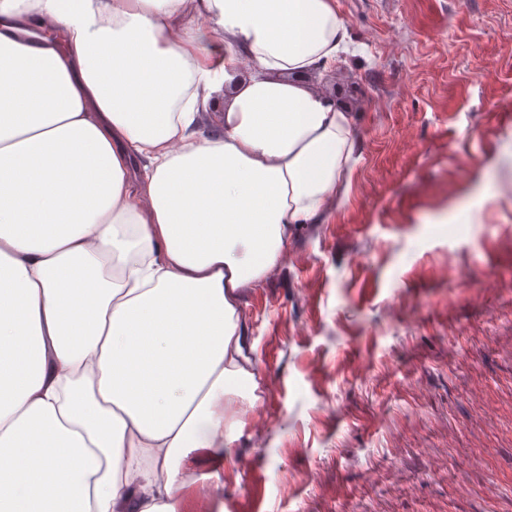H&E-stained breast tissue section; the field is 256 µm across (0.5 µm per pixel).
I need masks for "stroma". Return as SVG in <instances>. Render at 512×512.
<instances>
[{"instance_id":"obj_1","label":"stroma","mask_w":512,"mask_h":512,"mask_svg":"<svg viewBox=\"0 0 512 512\" xmlns=\"http://www.w3.org/2000/svg\"><path fill=\"white\" fill-rule=\"evenodd\" d=\"M338 11L349 189L243 289L260 400L178 512H512V0Z\"/></svg>"}]
</instances>
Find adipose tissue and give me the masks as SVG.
I'll use <instances>...</instances> for the list:
<instances>
[{"label": "adipose tissue", "mask_w": 512, "mask_h": 512, "mask_svg": "<svg viewBox=\"0 0 512 512\" xmlns=\"http://www.w3.org/2000/svg\"><path fill=\"white\" fill-rule=\"evenodd\" d=\"M350 43L336 0H0V302L26 344L0 512H177L187 468L216 479L257 402L242 291L354 162L307 82Z\"/></svg>", "instance_id": "1"}]
</instances>
